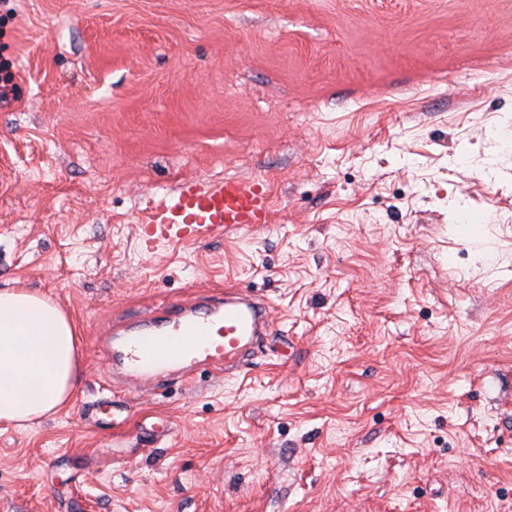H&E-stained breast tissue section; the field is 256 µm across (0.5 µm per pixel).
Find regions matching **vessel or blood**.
<instances>
[{
    "label": "vessel or blood",
    "mask_w": 512,
    "mask_h": 512,
    "mask_svg": "<svg viewBox=\"0 0 512 512\" xmlns=\"http://www.w3.org/2000/svg\"><path fill=\"white\" fill-rule=\"evenodd\" d=\"M269 211L256 178H194L150 201L142 227L155 243L200 244L267 223ZM271 315L269 301L249 289H209L113 322L104 353L128 391L183 384L199 369L232 370L252 359L272 332Z\"/></svg>",
    "instance_id": "vessel-or-blood-1"
}]
</instances>
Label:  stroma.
Listing matches in <instances>:
<instances>
[{
	"mask_svg": "<svg viewBox=\"0 0 512 512\" xmlns=\"http://www.w3.org/2000/svg\"><path fill=\"white\" fill-rule=\"evenodd\" d=\"M0 289L78 336L70 404L0 424V512H512V0H0ZM267 224L146 248L178 181ZM259 291L274 334L167 396L113 318Z\"/></svg>",
	"mask_w": 512,
	"mask_h": 512,
	"instance_id": "35a3bbf8",
	"label": "stroma"
}]
</instances>
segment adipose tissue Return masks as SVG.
<instances>
[{"instance_id":"1","label":"adipose tissue","mask_w":512,"mask_h":512,"mask_svg":"<svg viewBox=\"0 0 512 512\" xmlns=\"http://www.w3.org/2000/svg\"><path fill=\"white\" fill-rule=\"evenodd\" d=\"M75 327L61 305L25 288L0 290V423L23 426L72 398Z\"/></svg>"}]
</instances>
